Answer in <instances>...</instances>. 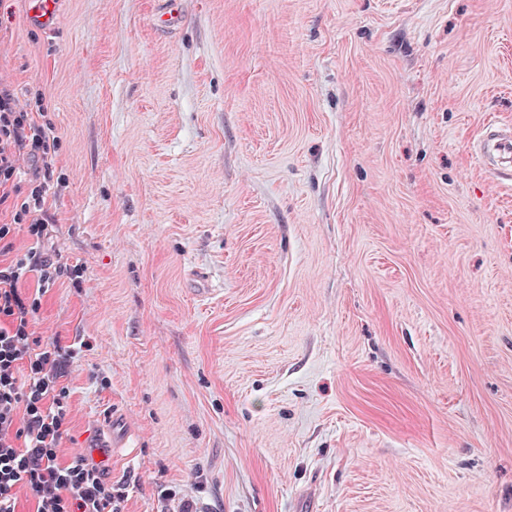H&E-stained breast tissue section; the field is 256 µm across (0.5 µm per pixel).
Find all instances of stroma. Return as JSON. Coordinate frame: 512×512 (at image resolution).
Here are the masks:
<instances>
[{
    "instance_id": "obj_1",
    "label": "stroma",
    "mask_w": 512,
    "mask_h": 512,
    "mask_svg": "<svg viewBox=\"0 0 512 512\" xmlns=\"http://www.w3.org/2000/svg\"><path fill=\"white\" fill-rule=\"evenodd\" d=\"M0 0L58 138L63 457L110 412L123 512H512V0ZM60 2L61 0H41L34 20L35 25L44 31H53L60 13ZM473 154L489 169L512 177V126L491 123L484 135L473 145ZM160 497L163 504L161 512H211L212 510L209 504L201 503L192 497L180 496V493L172 489L162 492Z\"/></svg>"
}]
</instances>
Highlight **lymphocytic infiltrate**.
Here are the masks:
<instances>
[{"label": "lymphocytic infiltrate", "mask_w": 512, "mask_h": 512, "mask_svg": "<svg viewBox=\"0 0 512 512\" xmlns=\"http://www.w3.org/2000/svg\"><path fill=\"white\" fill-rule=\"evenodd\" d=\"M56 147L52 128L36 123L0 79V210L12 216L0 224V512H19L23 500L33 512H122L126 484L109 481L93 457L66 458L59 450L69 430L64 380L80 350L36 331L44 295L67 274L39 248ZM24 162L30 178L23 188L17 176ZM19 224L34 242L23 253L13 243ZM32 277L36 288H26Z\"/></svg>", "instance_id": "f902f5d3"}]
</instances>
